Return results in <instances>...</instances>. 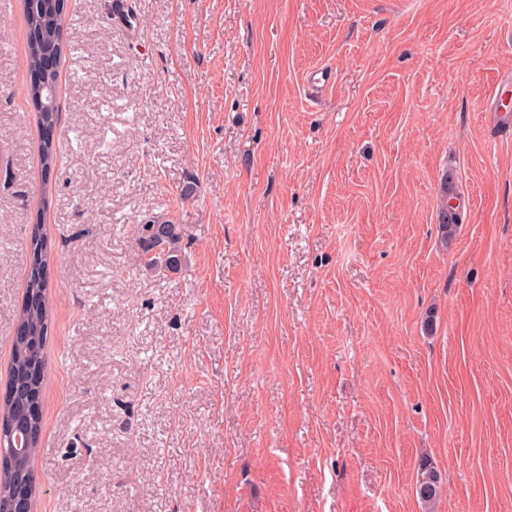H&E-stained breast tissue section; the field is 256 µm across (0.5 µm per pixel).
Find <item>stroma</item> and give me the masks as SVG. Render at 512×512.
Returning a JSON list of instances; mask_svg holds the SVG:
<instances>
[{
	"instance_id": "obj_1",
	"label": "stroma",
	"mask_w": 512,
	"mask_h": 512,
	"mask_svg": "<svg viewBox=\"0 0 512 512\" xmlns=\"http://www.w3.org/2000/svg\"><path fill=\"white\" fill-rule=\"evenodd\" d=\"M135 11L66 2L47 192L0 11V385L36 216L54 256L34 512H424L425 458L433 512H512V0ZM138 242L144 265L159 277L174 272L181 263L182 233L180 224L149 221L139 225ZM443 478L440 471L428 459H423L417 470L416 494L427 508H431L440 495Z\"/></svg>"
}]
</instances>
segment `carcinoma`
<instances>
[{"label":"carcinoma","instance_id":"1","mask_svg":"<svg viewBox=\"0 0 512 512\" xmlns=\"http://www.w3.org/2000/svg\"><path fill=\"white\" fill-rule=\"evenodd\" d=\"M27 24V50L24 60L26 70H31L38 61L50 55L64 57L65 52L78 49L76 41L63 37L64 11L59 0H24ZM41 132L38 147L39 162L44 174V182H49L57 163L54 140L46 132L56 128L58 113H37ZM30 242L29 267L22 304L16 322L28 330L22 341L12 340L9 382L24 386L31 384V393L43 404L42 391L47 376L46 344L52 324L49 306L51 282V242L46 233L41 216L28 225ZM138 242L144 257V265L159 277L175 271L181 263L182 233L180 225L170 221H149L139 225ZM29 403L22 393L6 398L0 403V432H9L22 422L34 428L31 453H36L42 438V410L32 413ZM21 473L16 471L0 473V500H8ZM443 478L431 461L420 462L416 476V494L427 508L431 507L440 495Z\"/></svg>","mask_w":512,"mask_h":512}]
</instances>
